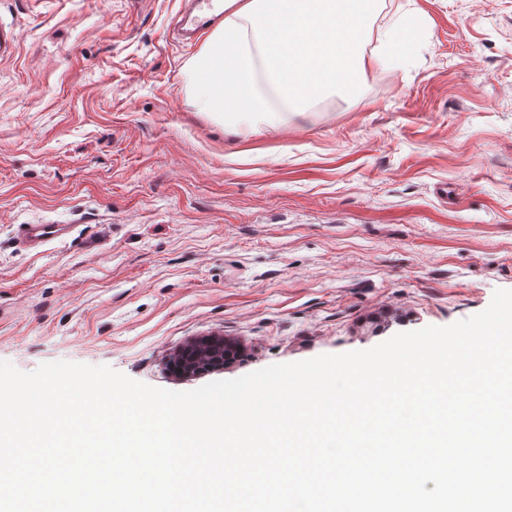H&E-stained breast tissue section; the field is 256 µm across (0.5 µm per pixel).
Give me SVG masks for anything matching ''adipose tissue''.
<instances>
[{
  "label": "adipose tissue",
  "mask_w": 512,
  "mask_h": 512,
  "mask_svg": "<svg viewBox=\"0 0 512 512\" xmlns=\"http://www.w3.org/2000/svg\"><path fill=\"white\" fill-rule=\"evenodd\" d=\"M381 0H224V24L186 71L207 111L238 134L303 114L306 101L355 90Z\"/></svg>",
  "instance_id": "adipose-tissue-1"
}]
</instances>
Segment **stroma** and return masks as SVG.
<instances>
[{"label": "stroma", "mask_w": 512, "mask_h": 512, "mask_svg": "<svg viewBox=\"0 0 512 512\" xmlns=\"http://www.w3.org/2000/svg\"><path fill=\"white\" fill-rule=\"evenodd\" d=\"M183 0H0V360L188 391L512 289V0H383L408 56L251 135L184 85ZM369 33L366 51L377 35ZM73 225L36 254L20 224ZM240 346L183 377L190 342Z\"/></svg>", "instance_id": "obj_1"}]
</instances>
